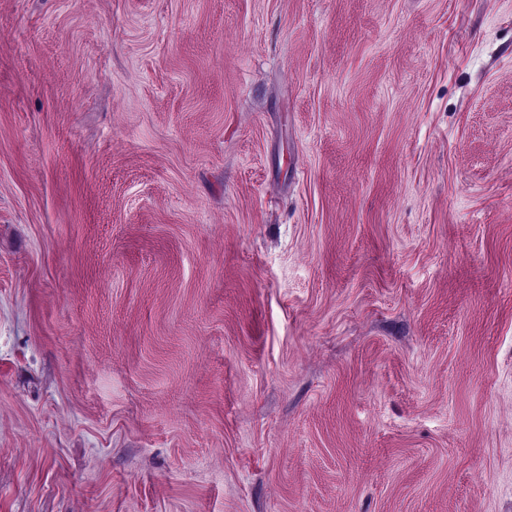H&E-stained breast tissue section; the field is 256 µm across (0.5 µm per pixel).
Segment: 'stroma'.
Returning a JSON list of instances; mask_svg holds the SVG:
<instances>
[{
	"label": "stroma",
	"instance_id": "stroma-1",
	"mask_svg": "<svg viewBox=\"0 0 512 512\" xmlns=\"http://www.w3.org/2000/svg\"><path fill=\"white\" fill-rule=\"evenodd\" d=\"M0 512H512V0H0Z\"/></svg>",
	"mask_w": 512,
	"mask_h": 512
}]
</instances>
